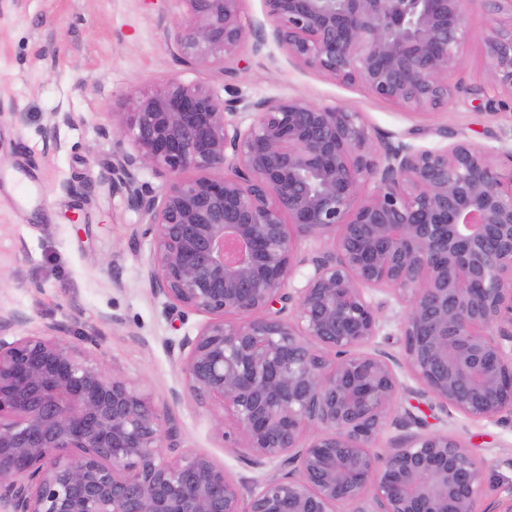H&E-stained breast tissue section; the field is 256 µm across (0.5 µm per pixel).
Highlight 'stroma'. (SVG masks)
I'll use <instances>...</instances> for the list:
<instances>
[{"instance_id": "1", "label": "stroma", "mask_w": 512, "mask_h": 512, "mask_svg": "<svg viewBox=\"0 0 512 512\" xmlns=\"http://www.w3.org/2000/svg\"><path fill=\"white\" fill-rule=\"evenodd\" d=\"M182 0H0V312L18 314L24 336L61 325V338L150 392L181 449L208 455L234 479L284 474L281 461L252 467L225 447L221 409L186 389L179 346L203 318L154 294L146 268L151 241L135 236L137 215L115 191L108 166L118 149L112 115L168 79L200 83L248 100L300 97L361 113L374 138L422 147L464 141L512 149V97L489 105L469 95L442 111L415 114L289 57L274 40L243 46L236 78L188 69L168 51L164 21ZM463 78L488 86L492 68L480 40L485 18L468 14ZM402 387L391 415L412 413L425 430L454 434L484 470L490 499H512V415L475 424L446 416L417 382Z\"/></svg>"}]
</instances>
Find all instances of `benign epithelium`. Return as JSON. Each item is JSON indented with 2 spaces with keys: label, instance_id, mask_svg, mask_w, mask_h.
Instances as JSON below:
<instances>
[{
  "label": "benign epithelium",
  "instance_id": "1",
  "mask_svg": "<svg viewBox=\"0 0 512 512\" xmlns=\"http://www.w3.org/2000/svg\"><path fill=\"white\" fill-rule=\"evenodd\" d=\"M180 2L163 32L188 68L230 76L243 45L258 53L270 34L405 109L512 95V0H264L269 34L243 0ZM469 6L487 19L488 90L458 78ZM115 132L128 148L112 155V187L151 237L152 291L206 317L180 345L188 392L231 417L219 434L252 466L289 470L246 497L209 456L168 457L151 394L107 376L56 325L4 335L15 316L0 314V512H512L478 509L484 472L446 431L375 451L388 424L420 421L390 419L399 362L369 350L385 328L371 291L390 290L422 393L474 422L512 413V150L505 167L463 141L376 142L359 112L176 79L138 97ZM326 238L332 250L299 258L298 241Z\"/></svg>",
  "mask_w": 512,
  "mask_h": 512
}]
</instances>
